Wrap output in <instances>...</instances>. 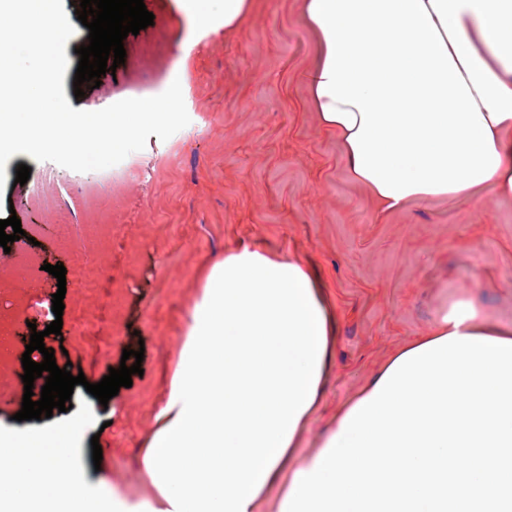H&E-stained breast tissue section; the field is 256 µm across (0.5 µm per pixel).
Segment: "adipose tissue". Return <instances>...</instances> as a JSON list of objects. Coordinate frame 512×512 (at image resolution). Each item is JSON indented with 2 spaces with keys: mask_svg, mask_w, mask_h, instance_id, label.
I'll use <instances>...</instances> for the list:
<instances>
[{
  "mask_svg": "<svg viewBox=\"0 0 512 512\" xmlns=\"http://www.w3.org/2000/svg\"><path fill=\"white\" fill-rule=\"evenodd\" d=\"M317 57L304 80L350 179L379 216L412 205L512 199V0H302ZM512 340L457 302L432 336ZM336 321L319 277L244 248L204 274L143 456L138 498L89 485L71 457L88 416L0 427V512H257L295 459L332 367ZM68 483L70 495L58 488Z\"/></svg>",
  "mask_w": 512,
  "mask_h": 512,
  "instance_id": "ef3b65f1",
  "label": "adipose tissue"
}]
</instances>
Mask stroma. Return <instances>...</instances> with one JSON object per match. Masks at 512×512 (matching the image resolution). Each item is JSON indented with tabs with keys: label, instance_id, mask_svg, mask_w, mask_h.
Here are the masks:
<instances>
[{
	"label": "stroma",
	"instance_id": "35a3bbf8",
	"mask_svg": "<svg viewBox=\"0 0 512 512\" xmlns=\"http://www.w3.org/2000/svg\"><path fill=\"white\" fill-rule=\"evenodd\" d=\"M76 31L67 41L63 87L74 109L97 111L180 81L190 123L116 167L76 172L18 153L5 166L0 220L16 215L25 232L0 250V313L31 311L43 331L55 317L57 280L44 264L66 268L60 334L46 335L58 366L95 384L119 368L124 350L143 349L142 374L112 399L113 417L83 386L101 463L84 444L75 460L89 483L106 479L136 497L148 489L142 458L154 411L168 388L201 276L224 254L249 247L282 252L319 273L336 319L333 369L296 456L320 449L346 404L410 341L428 335L459 300L512 323V201L486 190L474 201L411 206L376 220L367 188L349 179L333 134L321 123L303 75L316 39L301 0H253L238 28L225 30L224 4L208 22L189 18L186 0H143L154 23L124 39L125 62L83 83L75 97L77 50L88 29L63 0ZM27 165V183L15 182ZM67 223H60V212ZM92 272L78 287L73 270ZM29 333L9 326L0 359L11 374L0 386V425L22 408L21 358Z\"/></svg>",
	"mask_w": 512,
	"mask_h": 512
}]
</instances>
